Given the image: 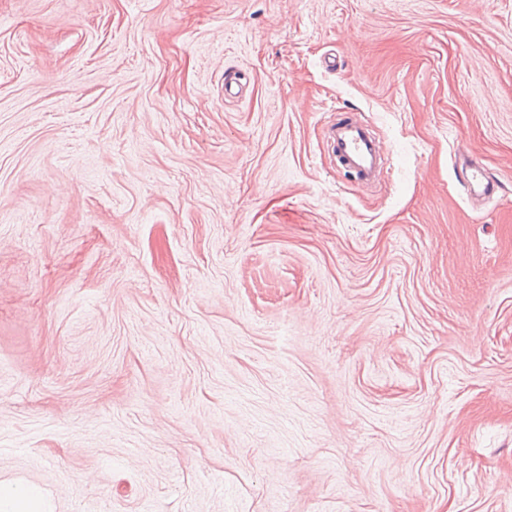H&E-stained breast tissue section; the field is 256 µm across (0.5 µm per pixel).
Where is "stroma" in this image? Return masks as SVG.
<instances>
[{
  "label": "stroma",
  "mask_w": 512,
  "mask_h": 512,
  "mask_svg": "<svg viewBox=\"0 0 512 512\" xmlns=\"http://www.w3.org/2000/svg\"><path fill=\"white\" fill-rule=\"evenodd\" d=\"M0 480L512 512V0H0ZM328 140L345 173L364 184L380 182L384 178L387 162L367 124L336 112V121L328 130ZM459 170L463 175V183L468 194L482 191L484 195L492 196L497 191V182L486 173L484 167L476 160L462 157Z\"/></svg>",
  "instance_id": "35a3bbf8"
}]
</instances>
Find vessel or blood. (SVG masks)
Segmentation results:
<instances>
[{
	"label": "vessel or blood",
	"mask_w": 512,
	"mask_h": 512,
	"mask_svg": "<svg viewBox=\"0 0 512 512\" xmlns=\"http://www.w3.org/2000/svg\"><path fill=\"white\" fill-rule=\"evenodd\" d=\"M328 140L345 173L364 184H373L384 178L387 163L367 124L347 116H337L328 130ZM459 169L468 193L480 191L490 196L497 191V182L476 160L463 158Z\"/></svg>",
	"instance_id": "1"
}]
</instances>
